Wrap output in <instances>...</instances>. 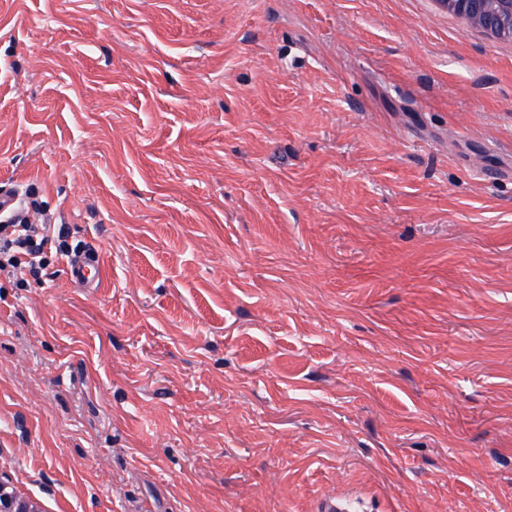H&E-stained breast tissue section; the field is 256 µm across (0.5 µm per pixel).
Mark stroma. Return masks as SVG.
Here are the masks:
<instances>
[{
	"label": "stroma",
	"mask_w": 512,
	"mask_h": 512,
	"mask_svg": "<svg viewBox=\"0 0 512 512\" xmlns=\"http://www.w3.org/2000/svg\"><path fill=\"white\" fill-rule=\"evenodd\" d=\"M512 48L426 0H0V469L61 512H512ZM0 192V211L8 210L15 205L14 211L2 218L0 215V275L24 279L31 276L35 279L42 277L47 263V246H54L56 254L69 257L81 250L76 245L68 243V232L64 224H49L48 218L40 224L29 219L33 210L41 214L42 209L32 194L19 199L15 195ZM43 216V214H41ZM57 244V245H56ZM24 261H22V259ZM67 275L70 280L81 288H99L101 282V266L98 257L90 251H81L72 256L66 263Z\"/></svg>",
	"instance_id": "stroma-1"
}]
</instances>
